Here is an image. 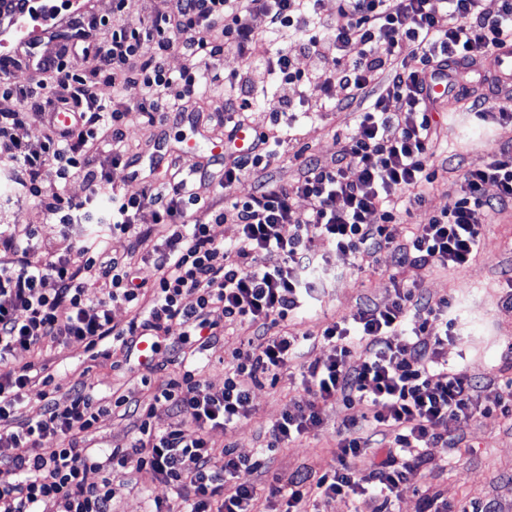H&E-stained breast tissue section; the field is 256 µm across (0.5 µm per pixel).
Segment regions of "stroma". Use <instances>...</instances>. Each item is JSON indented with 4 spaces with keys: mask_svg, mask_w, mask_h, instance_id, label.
Wrapping results in <instances>:
<instances>
[{
    "mask_svg": "<svg viewBox=\"0 0 512 512\" xmlns=\"http://www.w3.org/2000/svg\"><path fill=\"white\" fill-rule=\"evenodd\" d=\"M30 2L42 14L40 45H47L52 39L67 44L75 42L82 29H90L87 18L91 15L100 21L97 29H91L94 40H107L112 35L114 0ZM95 81L103 100H115L118 108L130 112L125 129L124 164L113 166L112 148L108 145L102 146L94 158L95 168L109 176L121 195H139L148 183L165 188L172 171L185 174L206 165L208 141L218 133V126L187 121L159 130L136 112L134 96L113 99L110 79L101 74ZM434 118L438 123V178L429 187L424 205L411 208L404 224L398 225L397 233L402 239L409 237L416 225L427 223L430 216L447 208L458 189L462 170L483 166L502 143L512 141V127L480 121L462 103L450 112L435 111ZM353 129V117L347 112L320 119L298 115L292 141L272 159L266 176L280 183L295 181L300 172L298 154L330 159L336 153L337 136L351 134ZM39 183L44 193L60 194L91 212L109 205L107 199L92 194L82 177L60 178L53 164L42 169ZM478 219L484 223L486 233L477 260L460 268L427 272L420 287L432 300L447 299L458 329L457 336L448 343V363L464 369L485 398L493 396L502 378L512 375V370L506 369L500 360L502 350L512 343V309L504 305L505 281L512 278V206L479 212ZM1 224L33 225L48 241L55 240L61 231L60 224L54 223L40 206L19 195L3 162ZM325 260L330 277L317 287L313 300L291 321L295 333L315 340L326 322L350 316L363 304L384 306L393 299L387 278L391 268L389 253L367 257L359 268L353 267L350 257L340 252H326ZM250 334L246 327L225 330L209 350L198 356L199 375L212 390L223 389L224 366ZM312 353L325 358L330 356L331 349L316 340ZM50 356L60 368L56 381L61 389L81 382L93 395L106 401L123 395L132 402H149L151 391L143 386V377H150L152 385H156L164 375L177 370L169 343L164 339L144 359L114 347L107 356L93 360L77 340L53 349ZM297 385V379L284 377L276 386L253 388L250 418L233 428L213 430L211 437L216 447H230L238 455L257 457L266 442L268 428L296 395ZM344 414L342 404L333 405L326 413L322 432L269 453L263 467L252 476L264 496V512H283L285 508L283 499L266 497L274 478L305 475L314 479L332 465ZM135 431V417L118 408L99 418L89 440L91 446L105 449L127 443ZM426 456V465L407 473L394 502L395 512H421L422 499L427 494L451 505L476 502L484 512H512V417L498 415L465 426L449 424L447 447L427 448ZM112 489V512H153L156 502L175 497L172 488L148 468H131L116 475Z\"/></svg>",
    "mask_w": 512,
    "mask_h": 512,
    "instance_id": "obj_1",
    "label": "stroma"
}]
</instances>
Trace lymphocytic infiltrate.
<instances>
[{
	"label": "lymphocytic infiltrate",
	"mask_w": 512,
	"mask_h": 512,
	"mask_svg": "<svg viewBox=\"0 0 512 512\" xmlns=\"http://www.w3.org/2000/svg\"><path fill=\"white\" fill-rule=\"evenodd\" d=\"M321 2L174 0L149 25L117 22L110 43L81 36L71 51L84 58L83 71L60 60L43 67L37 98L77 107V130L53 131L29 145L17 135L27 113L0 112V154L12 163L13 182L68 225L77 206L57 194L43 195L42 168L57 164L61 178L79 173L93 193L110 194L107 179L92 165L93 153L102 144L124 141L128 113L99 97L94 77L111 73L116 93L135 92L138 112L155 125L186 112L187 99L200 95L206 58L225 49L243 61L224 76V111L216 119L226 136L223 178L214 184L197 172L174 176L163 191L110 194L111 209L96 215L110 232L128 235L126 255L76 241L64 255L42 254L32 227L0 229V512H37L60 501L66 512H112L110 478L131 467L150 468L174 490L175 500L156 502L154 512H257L259 493L251 479L257 462L217 450L210 433L247 420L253 387L277 384L296 361L302 392L270 427L268 447L317 434L329 405L342 403L346 413L335 464L317 480L295 477L272 487V494L285 499V512H319V504L341 495L372 496L390 512L406 472L424 464L425 448L447 447L449 423L512 412V379L487 405L466 371L449 368L447 300L430 301L418 280L397 276L405 268L424 273L462 267L479 256L478 212L512 204V142L500 145L484 166L463 172L446 210L405 240L395 234L404 214L424 204L436 176L438 133L427 101L429 83L512 43V0H500L493 15L484 0H446L439 11L430 0H336L329 15ZM253 13L264 16V31L247 23ZM175 46L189 61L176 76L166 66ZM301 54L310 57V69L296 67ZM329 55L336 58L332 72L322 67ZM259 68L276 82L274 124L301 95L315 111L351 108L356 114L353 134L337 138L335 155L304 157L299 178L286 185L261 174L282 146L280 136L261 132L252 153L237 156L232 150L253 105L251 74ZM175 78L184 86L185 102H169L162 94ZM246 176L255 179L253 192L233 196L232 187ZM490 183L498 189L493 198L485 193ZM146 205L155 220L141 228L136 217ZM228 222L237 225V238L216 240L211 225ZM286 224L295 227L288 237L281 232ZM326 247L350 255L356 265L389 252L394 298L324 324L319 336L331 346V356L304 361L306 339L289 322L312 293L317 257ZM139 252L153 265L152 281L139 276L132 260ZM91 284L102 290L94 300L85 296ZM187 294L195 297L189 307L182 304ZM118 302L131 313L123 324L112 321L111 306ZM418 307L426 314L410 323ZM232 324L252 328L249 357L230 365L223 390L215 392L192 363ZM161 336L169 337L182 374L163 382L150 406L133 407L138 425L127 446L93 452L87 437L110 407L82 384L60 392L45 348L75 339L95 358L106 343L132 348ZM20 349L33 352L34 360L15 365ZM33 397L40 403L38 417L22 418ZM159 406L176 416L164 430L151 423ZM20 445L27 455H12ZM91 470L106 472V479L87 483Z\"/></svg>",
	"instance_id": "lymphocytic-infiltrate-1"
}]
</instances>
